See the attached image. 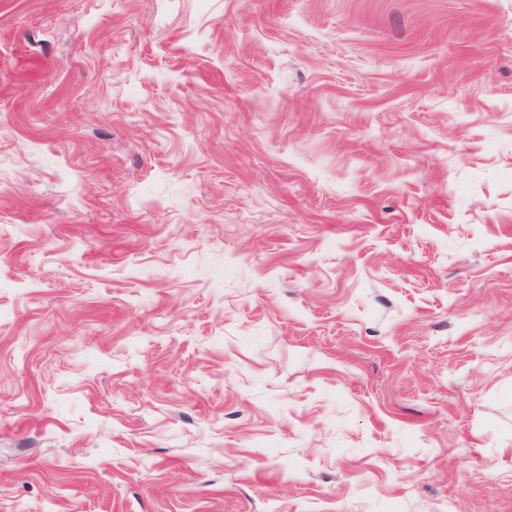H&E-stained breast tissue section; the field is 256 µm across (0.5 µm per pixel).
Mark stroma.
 I'll use <instances>...</instances> for the list:
<instances>
[{
	"instance_id": "1",
	"label": "stroma",
	"mask_w": 512,
	"mask_h": 512,
	"mask_svg": "<svg viewBox=\"0 0 512 512\" xmlns=\"http://www.w3.org/2000/svg\"><path fill=\"white\" fill-rule=\"evenodd\" d=\"M512 512V0H0V512Z\"/></svg>"
}]
</instances>
